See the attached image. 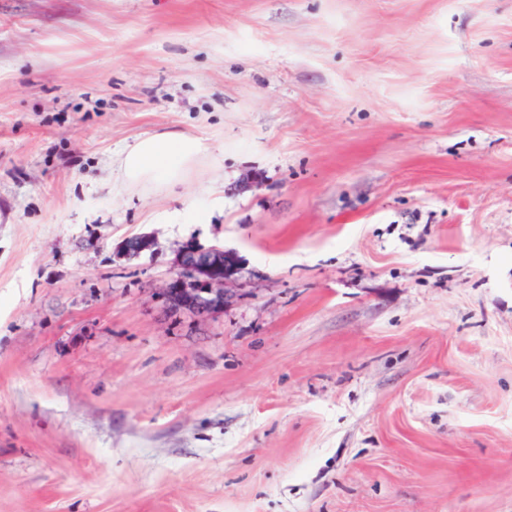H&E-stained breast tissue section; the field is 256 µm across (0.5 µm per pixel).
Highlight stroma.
<instances>
[{"mask_svg":"<svg viewBox=\"0 0 512 512\" xmlns=\"http://www.w3.org/2000/svg\"><path fill=\"white\" fill-rule=\"evenodd\" d=\"M0 512H512V0H0ZM205 160L212 171L224 175V151L210 152L200 139L184 132H155L137 138L119 153L112 188L167 192L190 180ZM236 267L234 252L188 241L176 253L170 280L163 288L164 300L174 311L215 318L224 313L225 286Z\"/></svg>","mask_w":512,"mask_h":512,"instance_id":"35a3bbf8","label":"stroma"}]
</instances>
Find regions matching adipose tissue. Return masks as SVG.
<instances>
[{
  "label": "adipose tissue",
  "mask_w": 512,
  "mask_h": 512,
  "mask_svg": "<svg viewBox=\"0 0 512 512\" xmlns=\"http://www.w3.org/2000/svg\"><path fill=\"white\" fill-rule=\"evenodd\" d=\"M204 163L214 172H223L224 155L209 151L193 135L162 130L125 146L116 159L114 185L121 190L165 192L186 183Z\"/></svg>",
  "instance_id": "1"
}]
</instances>
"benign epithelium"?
<instances>
[{
	"label": "benign epithelium",
	"mask_w": 512,
	"mask_h": 512,
	"mask_svg": "<svg viewBox=\"0 0 512 512\" xmlns=\"http://www.w3.org/2000/svg\"><path fill=\"white\" fill-rule=\"evenodd\" d=\"M155 246L151 236L138 235L126 240L123 251L128 256H138ZM236 267L234 252L219 246L203 248L188 241L176 253L170 280L163 288L164 300L174 311L215 318L224 313L226 284Z\"/></svg>",
	"instance_id": "1"
}]
</instances>
